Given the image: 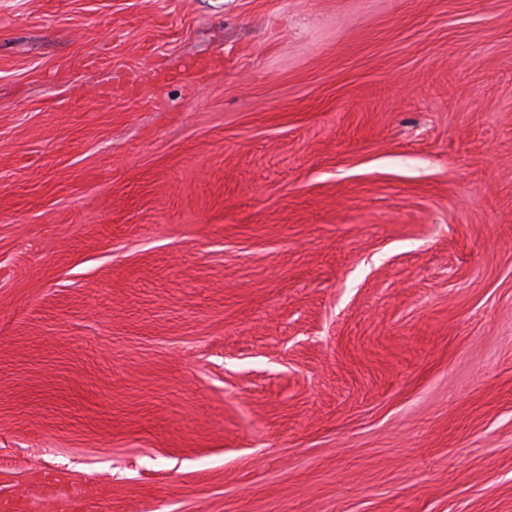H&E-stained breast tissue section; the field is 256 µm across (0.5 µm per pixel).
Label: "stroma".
Returning <instances> with one entry per match:
<instances>
[{
	"label": "stroma",
	"mask_w": 512,
	"mask_h": 512,
	"mask_svg": "<svg viewBox=\"0 0 512 512\" xmlns=\"http://www.w3.org/2000/svg\"><path fill=\"white\" fill-rule=\"evenodd\" d=\"M100 512H512V0H0V486ZM56 486V500L64 512H86L95 508L94 502L86 497L82 487L52 478Z\"/></svg>",
	"instance_id": "obj_1"
}]
</instances>
